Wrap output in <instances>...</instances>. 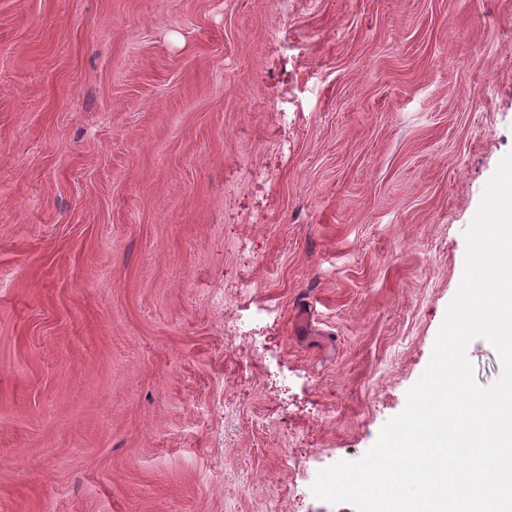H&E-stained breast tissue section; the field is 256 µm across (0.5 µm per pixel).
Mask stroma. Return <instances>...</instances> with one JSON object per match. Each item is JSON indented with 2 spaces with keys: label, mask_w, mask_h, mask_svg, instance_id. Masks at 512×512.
Masks as SVG:
<instances>
[{
  "label": "stroma",
  "mask_w": 512,
  "mask_h": 512,
  "mask_svg": "<svg viewBox=\"0 0 512 512\" xmlns=\"http://www.w3.org/2000/svg\"><path fill=\"white\" fill-rule=\"evenodd\" d=\"M511 152L512 0H0V512H356Z\"/></svg>",
  "instance_id": "1"
}]
</instances>
